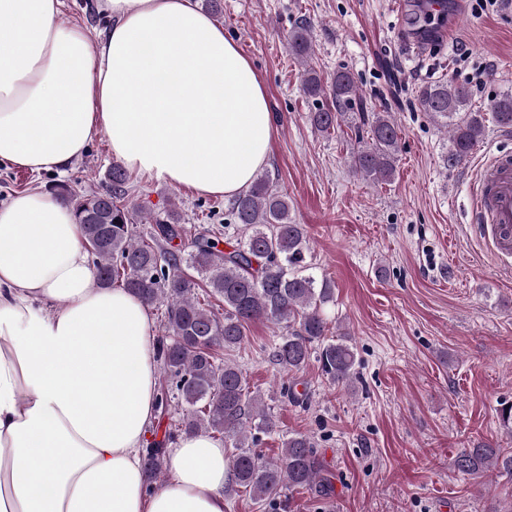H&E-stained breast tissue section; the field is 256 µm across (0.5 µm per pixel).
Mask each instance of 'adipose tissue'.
<instances>
[{
    "instance_id": "adipose-tissue-1",
    "label": "adipose tissue",
    "mask_w": 512,
    "mask_h": 512,
    "mask_svg": "<svg viewBox=\"0 0 512 512\" xmlns=\"http://www.w3.org/2000/svg\"><path fill=\"white\" fill-rule=\"evenodd\" d=\"M62 0H0V162L60 172L106 134L126 169L235 197L266 165L274 125L249 60L195 0H97L101 40ZM52 193L0 206V512H227L224 445L168 450L148 490L158 402L149 309L104 288Z\"/></svg>"
}]
</instances>
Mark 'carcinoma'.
Returning <instances> with one entry per match:
<instances>
[{
  "label": "carcinoma",
  "instance_id": "cac0c4a2",
  "mask_svg": "<svg viewBox=\"0 0 512 512\" xmlns=\"http://www.w3.org/2000/svg\"><path fill=\"white\" fill-rule=\"evenodd\" d=\"M288 46L306 60L304 94H323L321 75L307 62L313 53L308 27H295ZM331 95L334 109L313 113L314 127L328 133L341 118L358 111L369 137L356 127L358 148L350 155L351 170L374 184L393 182L399 130L391 114L364 111L347 71H336ZM417 100L431 120L451 131L452 147L444 164L465 162L485 133L484 113L471 107L468 89L436 81L420 86ZM491 112L498 127L512 129V92L501 94ZM108 179L104 188L81 193L60 184L55 195L73 208L83 227L99 285L118 283L149 307L167 305L165 335L157 339L159 409L166 413L175 401L185 407L184 432L221 435L229 449L231 488L243 490L254 501L272 507L288 492L313 487L328 494L331 480L324 476L323 462L307 435L285 436L274 457L255 449L261 436L277 431V422L260 392L250 390L242 367L224 359V352L244 345L250 323L266 320L282 329L269 349L284 373H297L314 360L333 384L348 385L355 379L357 352L349 336L328 335L325 307L334 301L335 285L315 275L308 260L307 231L291 219L288 195L258 177L233 199L224 238L199 233L187 252L173 245L184 233L175 207L146 214L153 232L148 239L138 237L133 227L135 205L130 203L131 177L114 163ZM165 444L155 442L145 450L143 467L149 483L164 472ZM454 466L477 478L490 470L512 475V448H462Z\"/></svg>",
  "mask_w": 512,
  "mask_h": 512
}]
</instances>
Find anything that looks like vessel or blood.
<instances>
[{"label": "vessel or blood", "mask_w": 512, "mask_h": 512, "mask_svg": "<svg viewBox=\"0 0 512 512\" xmlns=\"http://www.w3.org/2000/svg\"><path fill=\"white\" fill-rule=\"evenodd\" d=\"M477 228L501 263L512 261V156L498 154L484 166L473 201Z\"/></svg>", "instance_id": "b4317fda"}]
</instances>
